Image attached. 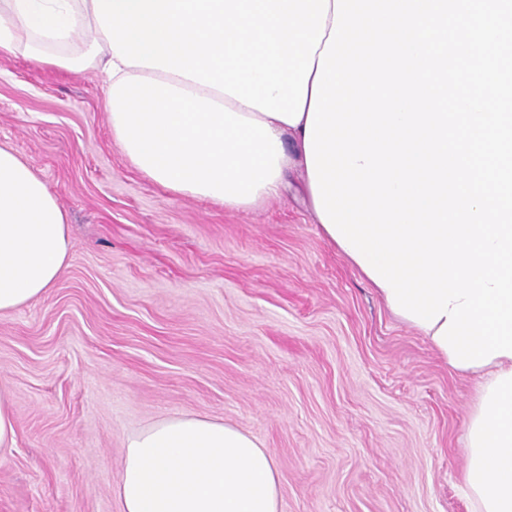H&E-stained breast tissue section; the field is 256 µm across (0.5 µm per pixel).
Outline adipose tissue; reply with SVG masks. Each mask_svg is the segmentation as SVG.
I'll return each mask as SVG.
<instances>
[{"label":"adipose tissue","instance_id":"adipose-tissue-1","mask_svg":"<svg viewBox=\"0 0 512 512\" xmlns=\"http://www.w3.org/2000/svg\"><path fill=\"white\" fill-rule=\"evenodd\" d=\"M334 0H0V58L110 77L112 133L164 190L229 210L308 177L305 128ZM69 251L57 200L0 146V314L42 295ZM460 490L512 512V358L470 367ZM121 512H279L272 453L224 423L171 416L126 441Z\"/></svg>","mask_w":512,"mask_h":512}]
</instances>
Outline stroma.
<instances>
[{"label":"stroma","instance_id":"35a3bbf8","mask_svg":"<svg viewBox=\"0 0 512 512\" xmlns=\"http://www.w3.org/2000/svg\"><path fill=\"white\" fill-rule=\"evenodd\" d=\"M99 71L0 60V145L67 217L51 288L0 315L14 447L0 512H121L125 441L173 414L255 437L280 512H471L475 379L320 233L299 177L229 211L166 192L112 134Z\"/></svg>","mask_w":512,"mask_h":512}]
</instances>
